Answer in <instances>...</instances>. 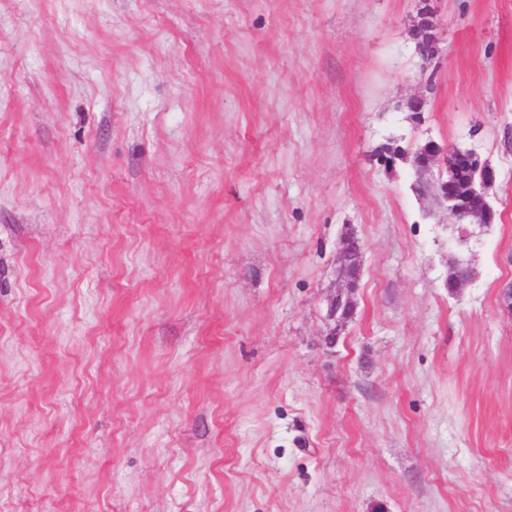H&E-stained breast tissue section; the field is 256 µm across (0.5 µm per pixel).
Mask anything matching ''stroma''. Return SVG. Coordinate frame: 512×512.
Returning <instances> with one entry per match:
<instances>
[{"label": "stroma", "mask_w": 512, "mask_h": 512, "mask_svg": "<svg viewBox=\"0 0 512 512\" xmlns=\"http://www.w3.org/2000/svg\"><path fill=\"white\" fill-rule=\"evenodd\" d=\"M420 1L0 0V512H512V0ZM428 144L433 149L432 164L421 165L416 161L412 162L417 181L423 187V194L429 195L439 209L446 211L459 224H484L481 211H464L455 203V199L448 197L446 186L448 185L447 180H449V177L445 180L444 172L448 170L450 176L453 174L456 163L455 150L440 148L434 142H428ZM435 167L439 170L438 177L436 178L433 177ZM478 177L479 174L476 169L462 162L458 170L453 174L451 182L454 189L458 191L459 187L468 184ZM357 250L358 252H362L363 250V244L362 242L356 238V236L352 233L346 232L340 241V248H339V279L344 283V288H346V291L340 292L336 294L331 300L329 304V310H328V316L331 320H334L335 326L330 330L328 336L329 340L331 342L336 341V307L338 310V318H342V304H337L336 306V299L339 298L341 300H345L346 305L348 307L353 306V301L351 297V293L353 290L357 288L358 279L360 276V268H357L356 270H352L349 268L346 259L349 255V252L351 250Z\"/></svg>", "instance_id": "stroma-1"}]
</instances>
